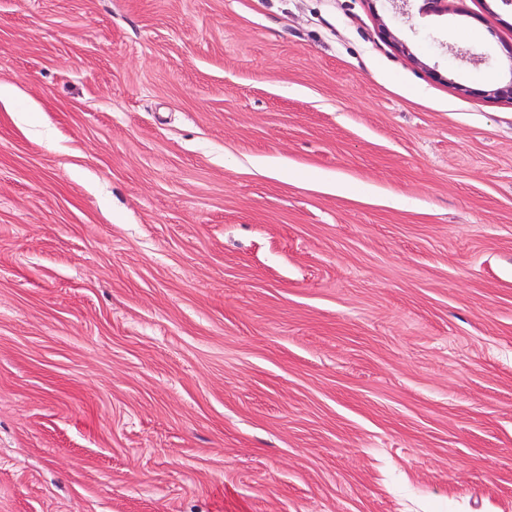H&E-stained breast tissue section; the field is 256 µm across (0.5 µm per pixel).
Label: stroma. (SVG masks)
I'll list each match as a JSON object with an SVG mask.
<instances>
[{
  "instance_id": "35a3bbf8",
  "label": "stroma",
  "mask_w": 512,
  "mask_h": 512,
  "mask_svg": "<svg viewBox=\"0 0 512 512\" xmlns=\"http://www.w3.org/2000/svg\"><path fill=\"white\" fill-rule=\"evenodd\" d=\"M510 43L0 0V512H512Z\"/></svg>"
}]
</instances>
